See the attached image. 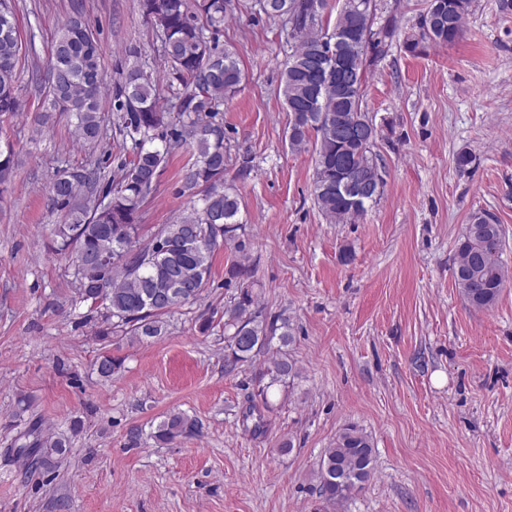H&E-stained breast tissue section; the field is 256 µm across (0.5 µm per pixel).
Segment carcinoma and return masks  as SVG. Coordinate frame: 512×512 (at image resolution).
<instances>
[{
  "label": "carcinoma",
  "instance_id": "cac0c4a2",
  "mask_svg": "<svg viewBox=\"0 0 512 512\" xmlns=\"http://www.w3.org/2000/svg\"><path fill=\"white\" fill-rule=\"evenodd\" d=\"M335 23L326 14L328 0H282L265 12L280 19L288 8L285 27H293L295 50L285 62L282 95L290 112L289 146L312 150L313 195L322 214L336 224H351L377 203L385 183L361 190L375 180L378 162L361 151L351 130L368 119L362 109L370 75L389 52L398 31L389 19L365 38L375 16L362 0H336ZM473 0H431L428 30L409 39L416 50L425 44L451 43L463 36V22ZM144 16L160 30L162 58L170 75L171 115L160 105L156 85L137 62L113 91L122 142L130 152L112 158L103 147L101 93L106 85L99 45L81 12L60 27L46 64L50 110L73 119L77 143L89 151L85 164L62 166L49 183L52 209L63 218L53 225L52 250L71 262L78 283L75 301L102 309L95 336L102 342L143 341L165 335L166 317L177 307L197 301L210 282L212 257L228 247L224 287L236 294L224 305V372L251 369L253 397L266 411L269 395L291 389L300 368L290 353L294 327L282 313L266 314L259 306L256 263L246 225L239 221L241 200L225 182L230 156L224 123L215 120L219 106L233 97L244 79L236 51L220 44L224 23L240 7L231 0H140ZM0 113L23 111L15 85L22 41L11 0H0ZM186 147L193 162L185 176L191 204L146 243L138 224L143 203L152 197L169 156ZM504 230L495 217L478 210L469 217L457 242L452 276L470 306L489 310L504 288L512 285L504 273ZM106 253L102 268L91 257ZM269 357L254 366L262 354ZM98 375L109 380L122 360L108 349L95 361ZM198 421L181 413L167 415L155 433L168 444L198 432ZM29 441L17 455L41 457L48 464L65 451V442L32 423ZM370 435L355 424L342 428L323 452L316 474L321 501L337 505L364 489L375 469Z\"/></svg>",
  "mask_w": 512,
  "mask_h": 512
}]
</instances>
